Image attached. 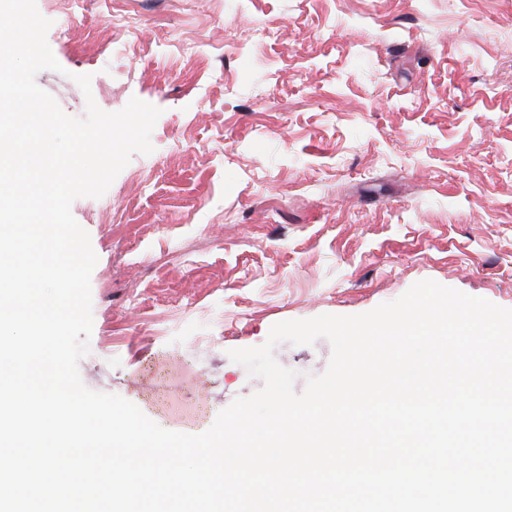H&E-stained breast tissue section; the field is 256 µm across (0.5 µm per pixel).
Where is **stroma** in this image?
Here are the masks:
<instances>
[{
    "mask_svg": "<svg viewBox=\"0 0 512 512\" xmlns=\"http://www.w3.org/2000/svg\"><path fill=\"white\" fill-rule=\"evenodd\" d=\"M36 5L65 114L162 111L153 152L71 205L98 257L87 388L199 434L261 389L228 352L278 322L427 279L512 308V0ZM273 354L300 392L332 345Z\"/></svg>",
    "mask_w": 512,
    "mask_h": 512,
    "instance_id": "1",
    "label": "stroma"
}]
</instances>
